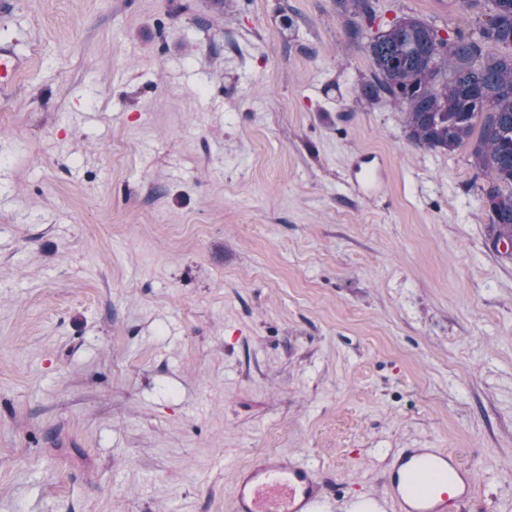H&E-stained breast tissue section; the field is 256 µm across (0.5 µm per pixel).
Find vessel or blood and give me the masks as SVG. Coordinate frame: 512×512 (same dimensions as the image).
I'll use <instances>...</instances> for the list:
<instances>
[{"mask_svg":"<svg viewBox=\"0 0 512 512\" xmlns=\"http://www.w3.org/2000/svg\"><path fill=\"white\" fill-rule=\"evenodd\" d=\"M29 64L10 42L0 43V94L10 95ZM350 178L364 195L377 194L383 173L361 160ZM476 472L454 451L444 448L399 449L385 477L398 512H467L474 498ZM323 497L318 473L287 458L268 455L237 476L235 512H317Z\"/></svg>","mask_w":512,"mask_h":512,"instance_id":"b4317fda","label":"vessel or blood"}]
</instances>
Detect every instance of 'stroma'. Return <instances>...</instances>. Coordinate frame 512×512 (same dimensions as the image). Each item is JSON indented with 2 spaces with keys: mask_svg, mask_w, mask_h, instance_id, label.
Segmentation results:
<instances>
[{
  "mask_svg": "<svg viewBox=\"0 0 512 512\" xmlns=\"http://www.w3.org/2000/svg\"><path fill=\"white\" fill-rule=\"evenodd\" d=\"M486 12L379 0L377 24ZM12 40L0 512H233L266 454L317 470L319 512H397L401 448L455 450L470 512H512V256L466 151L361 95L336 0H0ZM371 161L372 159L361 160L350 174L353 186L362 195L377 194L383 181L382 170L379 167L371 166Z\"/></svg>",
  "mask_w": 512,
  "mask_h": 512,
  "instance_id": "obj_1",
  "label": "stroma"
}]
</instances>
